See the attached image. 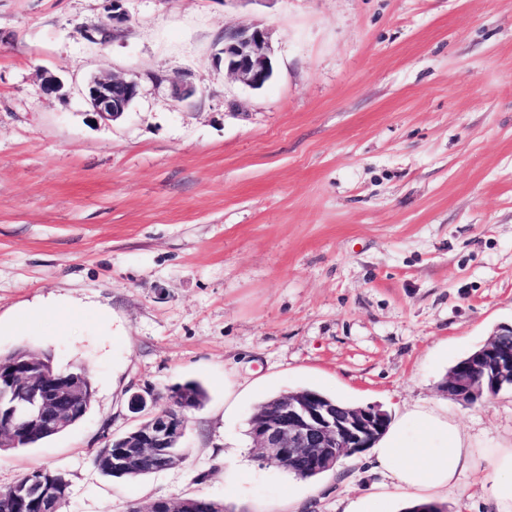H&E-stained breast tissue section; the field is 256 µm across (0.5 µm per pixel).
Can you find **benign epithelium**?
I'll return each mask as SVG.
<instances>
[{
  "mask_svg": "<svg viewBox=\"0 0 512 512\" xmlns=\"http://www.w3.org/2000/svg\"><path fill=\"white\" fill-rule=\"evenodd\" d=\"M109 23L83 36L96 42L115 36L128 22L123 0H110ZM273 45L271 31L258 25L224 30V69L242 84L257 89L272 76ZM139 94V83L121 76L102 77L88 84V98L93 114L101 119L116 120L130 107ZM512 335V326L500 329L498 335L462 360L448 372L447 383L453 387L457 401L470 404L479 399L485 386L512 381V350L498 344L503 333ZM89 393L81 374L41 376L37 362L15 364L0 370V441L17 443L32 431L57 433L71 420L73 408L84 404ZM160 396L151 390L131 394L128 409L139 414L153 409ZM387 413L376 404L365 407L340 408L323 401L314 392L288 395L275 415L253 419L252 438L263 460H275L292 467L299 457L314 460L316 468H335L345 456L359 455L373 447L384 431ZM186 429L183 408L154 412L142 429L112 441L116 459L107 466L120 467L131 448L148 453L169 448L182 439ZM59 485L52 475L36 471L18 486L14 500L34 512H56ZM199 501L194 497L174 495L151 504L149 512H196Z\"/></svg>",
  "mask_w": 512,
  "mask_h": 512,
  "instance_id": "7a95c632",
  "label": "benign epithelium"
}]
</instances>
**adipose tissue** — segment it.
Returning a JSON list of instances; mask_svg holds the SVG:
<instances>
[{"mask_svg":"<svg viewBox=\"0 0 512 512\" xmlns=\"http://www.w3.org/2000/svg\"><path fill=\"white\" fill-rule=\"evenodd\" d=\"M370 458L387 479L386 489L358 498L355 512H383L389 492L405 500L435 501L465 472L475 470L471 448L457 426L434 408L419 406L397 418ZM492 512H512V454L488 455Z\"/></svg>","mask_w":512,"mask_h":512,"instance_id":"adipose-tissue-1","label":"adipose tissue"}]
</instances>
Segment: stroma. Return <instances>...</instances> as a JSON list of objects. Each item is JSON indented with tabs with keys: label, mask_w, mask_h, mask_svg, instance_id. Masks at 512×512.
I'll return each mask as SVG.
<instances>
[{
	"label": "stroma",
	"mask_w": 512,
	"mask_h": 512,
	"mask_svg": "<svg viewBox=\"0 0 512 512\" xmlns=\"http://www.w3.org/2000/svg\"><path fill=\"white\" fill-rule=\"evenodd\" d=\"M0 0V351L28 345L95 387L86 417L0 451V487L39 468L64 512H147L172 494L231 512H344L368 467L312 481L262 464L249 420L300 388L389 415L447 412L512 448V388L465 406L443 385L512 325V0ZM272 33L273 75L236 81L224 31ZM63 83L41 88L44 75ZM139 83L94 119L96 77ZM165 84H158V77ZM195 94L180 101L170 80ZM189 381L176 467L102 475L133 392ZM461 476L441 503L488 512ZM109 1L112 2V14L109 15V23L94 29L93 31H84L83 36L87 40L96 42L109 39L111 36L114 37L116 34L122 31L128 22V14L126 13V10L123 8L122 4L124 0ZM97 36H100V38L98 39ZM177 395V403L180 405L185 404L190 410L199 408L206 399L205 390L196 382H187L184 385L173 390L168 396L169 398ZM187 410V411H190Z\"/></svg>",
	"instance_id": "1"
}]
</instances>
